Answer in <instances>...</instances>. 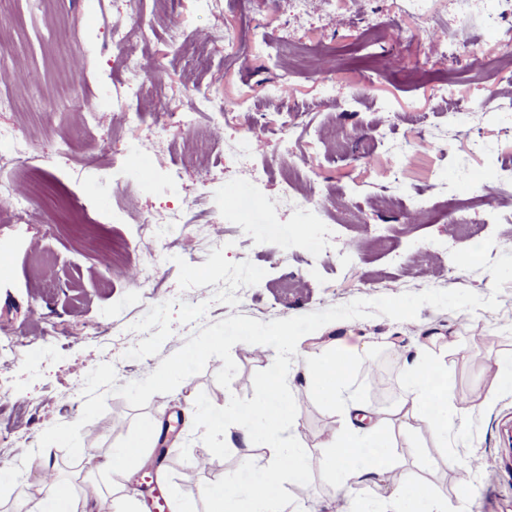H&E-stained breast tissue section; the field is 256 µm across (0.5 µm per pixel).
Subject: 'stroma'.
<instances>
[{
	"label": "stroma",
	"mask_w": 512,
	"mask_h": 512,
	"mask_svg": "<svg viewBox=\"0 0 512 512\" xmlns=\"http://www.w3.org/2000/svg\"><path fill=\"white\" fill-rule=\"evenodd\" d=\"M484 0L459 15L455 0H10L0 15V184L18 206L30 195L19 173L31 168L81 208L85 223L128 245L124 267L78 246L60 226L0 213V246L10 277L0 278V469L21 466L20 486L37 489L45 462L77 497L125 489L148 512L155 492L199 502L225 477L251 480L266 448H232L208 473L191 425L198 394L215 406L253 398V377L276 353L233 346L230 388L211 358L186 386L133 408L107 397L104 414L81 431L69 460L41 434L77 421L85 376L114 365L117 386L145 378L199 329L229 316L269 322L429 288L492 292L488 271L457 268L451 250L494 238L491 257L512 254V39L485 26ZM129 39L113 45L112 33ZM446 35L452 58L430 50ZM146 89L126 93L132 70ZM114 102L134 122L90 111ZM195 114L192 127L158 131L161 109ZM426 134L432 147L409 149ZM314 191L320 219L299 223L279 201L287 184ZM246 193L252 224H215ZM429 200L418 222L412 204ZM498 215L483 223V202ZM121 223H113V212ZM495 310L423 306L416 319L385 316L336 321L307 334L293 367L328 356L333 338L363 345L347 392L384 408L406 396L410 345L449 337L438 355L447 387L473 407L460 440L421 455L394 448L412 477L447 491L448 512H512V484L494 459L512 420V392H495L497 358L512 355V282ZM381 369L383 389L367 381ZM489 407H481L484 398ZM123 430L109 427L112 417ZM153 447L169 459L157 485L132 488L140 470L100 468L146 421ZM337 411L312 396L300 402L296 431L312 453L302 484L285 486L307 512H339L341 496L320 472L324 436ZM479 458L471 468V458Z\"/></svg>",
	"instance_id": "obj_1"
}]
</instances>
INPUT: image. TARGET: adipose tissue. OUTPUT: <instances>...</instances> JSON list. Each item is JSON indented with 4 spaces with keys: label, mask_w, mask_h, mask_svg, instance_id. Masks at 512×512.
<instances>
[{
    "label": "adipose tissue",
    "mask_w": 512,
    "mask_h": 512,
    "mask_svg": "<svg viewBox=\"0 0 512 512\" xmlns=\"http://www.w3.org/2000/svg\"><path fill=\"white\" fill-rule=\"evenodd\" d=\"M438 342V337L429 336L413 345L406 374L409 395L384 412L345 395V378L350 363L359 356L358 347L337 339L325 359L305 364L306 393L336 408L340 415L323 444V473L342 493L345 512H447L442 491L400 473L389 451L390 427L407 425L412 419L427 425L437 445L448 442V430L460 409L443 383L447 367L435 354ZM260 387L261 399L251 409L249 421L231 432L224 431L216 419L207 420L206 425L223 430L228 444L236 438L250 446L264 442L271 450L268 464L250 481L228 478L222 492L204 493L203 510L177 497L172 512H303L301 507H289L284 493L285 482H304L309 472V454L293 429L294 391L278 374L262 379ZM382 486L387 487V495L365 503L362 491Z\"/></svg>",
    "instance_id": "1"
}]
</instances>
